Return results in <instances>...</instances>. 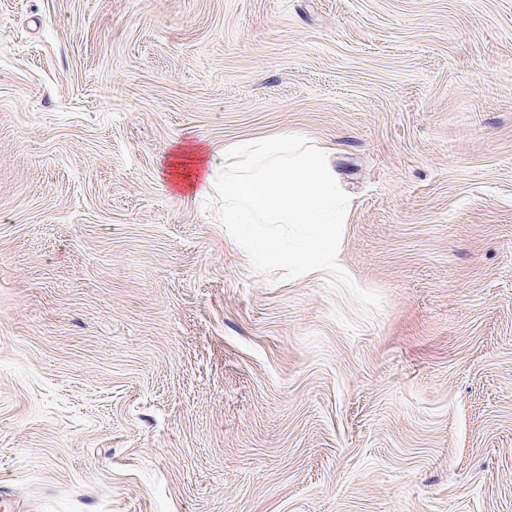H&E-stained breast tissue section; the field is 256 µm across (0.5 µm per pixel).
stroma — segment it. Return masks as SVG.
I'll use <instances>...</instances> for the list:
<instances>
[{"label":"stroma","instance_id":"35a3bbf8","mask_svg":"<svg viewBox=\"0 0 512 512\" xmlns=\"http://www.w3.org/2000/svg\"><path fill=\"white\" fill-rule=\"evenodd\" d=\"M296 131L329 274L255 272L178 146ZM16 512H512V0H0Z\"/></svg>","mask_w":512,"mask_h":512}]
</instances>
